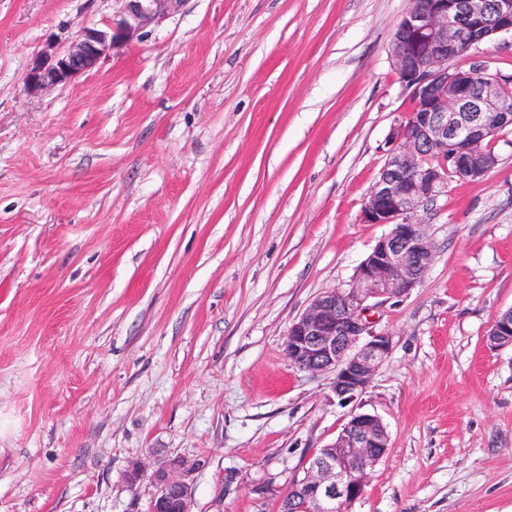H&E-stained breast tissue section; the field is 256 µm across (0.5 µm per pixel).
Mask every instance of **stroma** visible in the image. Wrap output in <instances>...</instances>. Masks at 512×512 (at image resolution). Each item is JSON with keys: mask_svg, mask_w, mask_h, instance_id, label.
Segmentation results:
<instances>
[{"mask_svg": "<svg viewBox=\"0 0 512 512\" xmlns=\"http://www.w3.org/2000/svg\"><path fill=\"white\" fill-rule=\"evenodd\" d=\"M410 6L182 0L31 95L37 52L119 5L0 0V512H147L124 473L170 455L204 462L191 512H277L355 412L389 448L351 512H512V347L486 341L512 309V130L416 213L434 261L375 310L393 350L361 396L283 352L389 231L361 209L409 107ZM456 64L512 78V37Z\"/></svg>", "mask_w": 512, "mask_h": 512, "instance_id": "35a3bbf8", "label": "stroma"}]
</instances>
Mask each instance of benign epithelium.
<instances>
[{
	"instance_id": "benign-epithelium-1",
	"label": "benign epithelium",
	"mask_w": 512,
	"mask_h": 512,
	"mask_svg": "<svg viewBox=\"0 0 512 512\" xmlns=\"http://www.w3.org/2000/svg\"><path fill=\"white\" fill-rule=\"evenodd\" d=\"M121 9L103 28H88L60 49L48 45L32 60L26 76L31 94L65 85L91 70L146 29L175 12L182 0H118ZM500 35L512 36V0H416L396 24L391 57L411 107L391 128L387 160L363 207L366 224H387L357 266L351 281L319 294L288 329L283 351L298 370L332 374V391L352 402L369 387L393 349L392 334L378 331L369 312L417 286L430 267L433 244L424 226L413 221L418 207L448 187V172L460 182L485 177L498 157L483 149L489 139L512 128V102L502 81L449 62ZM438 151L444 165L427 163ZM487 343L512 346V310L495 320ZM389 448L382 420L353 413L336 440L309 461L290 486L292 499L313 501L346 512L364 493L368 468ZM199 459L182 456L132 462L125 473L131 490L148 480L153 492L149 512H191Z\"/></svg>"
}]
</instances>
